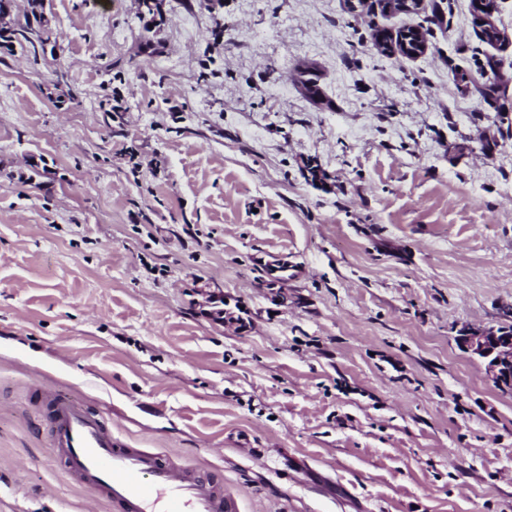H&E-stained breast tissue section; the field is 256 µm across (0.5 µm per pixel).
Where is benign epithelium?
Instances as JSON below:
<instances>
[{
	"mask_svg": "<svg viewBox=\"0 0 512 512\" xmlns=\"http://www.w3.org/2000/svg\"><path fill=\"white\" fill-rule=\"evenodd\" d=\"M456 342L482 363L486 376L498 389L512 391V310L496 328H461Z\"/></svg>",
	"mask_w": 512,
	"mask_h": 512,
	"instance_id": "7a95c632",
	"label": "benign epithelium"
}]
</instances>
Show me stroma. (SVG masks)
Here are the masks:
<instances>
[{
  "label": "stroma",
  "mask_w": 512,
  "mask_h": 512,
  "mask_svg": "<svg viewBox=\"0 0 512 512\" xmlns=\"http://www.w3.org/2000/svg\"><path fill=\"white\" fill-rule=\"evenodd\" d=\"M156 2L0 16V512H111L37 384L237 512H512V0ZM507 313L497 328L466 326L456 336L458 346L482 363L486 376L503 392L512 391V310Z\"/></svg>",
  "instance_id": "obj_1"
}]
</instances>
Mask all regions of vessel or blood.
Returning <instances> with one entry per match:
<instances>
[{"label":"vessel or blood","mask_w":512,"mask_h":512,"mask_svg":"<svg viewBox=\"0 0 512 512\" xmlns=\"http://www.w3.org/2000/svg\"><path fill=\"white\" fill-rule=\"evenodd\" d=\"M34 396L66 474L117 512H233L223 484L201 469L120 445L99 414L57 392Z\"/></svg>","instance_id":"vessel-or-blood-1"}]
</instances>
